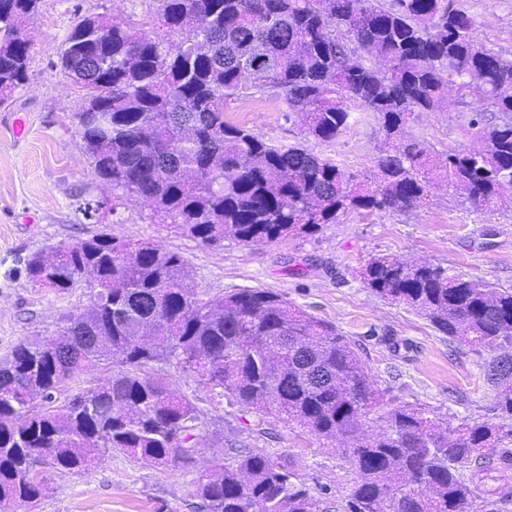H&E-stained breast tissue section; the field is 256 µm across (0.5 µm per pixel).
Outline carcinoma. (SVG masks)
<instances>
[{"label": "carcinoma", "instance_id": "1", "mask_svg": "<svg viewBox=\"0 0 512 512\" xmlns=\"http://www.w3.org/2000/svg\"><path fill=\"white\" fill-rule=\"evenodd\" d=\"M38 2L0 0L3 100L27 81L25 28ZM157 2L163 33L85 16L63 39L59 65L99 108L74 113L96 175L200 242H275L312 235L345 208L407 210L432 180L415 140L381 151L371 190L302 144L275 147L225 122L224 101L249 86L284 96L305 137L321 141L336 139L358 109L376 115L390 141L413 113L442 111L448 84L466 86L479 103L473 124L488 109L504 119L482 128L483 149L450 152L436 169L478 206L512 189V59L475 40V20L456 0ZM86 267L95 274L90 307L0 365V501L36 506L38 454L67 471L112 449L163 469L191 463L197 410L155 371L163 363L335 447L357 475L347 512H494L496 501H477L474 481L503 422L450 430L404 405L380 415L382 433L369 432L384 394L334 326L266 288L199 298L181 257L150 241L100 234L54 247L27 271L40 288H65ZM361 276L453 340L489 352L512 345V291L390 255L371 257ZM108 360L120 370L104 385L58 400L66 380ZM486 368L499 416L512 421V372L496 356ZM215 468L198 482L206 512H320L276 459L237 453Z\"/></svg>", "mask_w": 512, "mask_h": 512}]
</instances>
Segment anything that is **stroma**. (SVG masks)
<instances>
[{"mask_svg":"<svg viewBox=\"0 0 512 512\" xmlns=\"http://www.w3.org/2000/svg\"><path fill=\"white\" fill-rule=\"evenodd\" d=\"M473 16L478 43L512 57V0H458ZM156 0H40L28 28L33 41L28 80L0 103V364L14 348L54 336L64 315L84 311L91 290L84 279L69 287L40 288L25 265L60 244L107 233L152 240L178 253L198 297L241 288H268L351 342L385 409L417 404L442 424L496 419L495 391L486 377L488 352L448 338L411 308L367 288L359 271L370 257L388 254L408 263L450 266L466 277L512 290V190L497 204H471L433 181L421 206L406 212H339L335 223L308 236L246 245L227 238L207 245L161 222L138 201L118 197L99 179L81 145L74 112L86 90L58 66L65 34L78 18L103 16L159 29ZM474 98L449 92L446 109L416 112L404 127L433 158L480 148L471 124ZM28 132L15 137L12 124ZM228 123L260 132L277 147L305 144L320 158L376 186L377 161L386 134L372 113H360L331 141L305 139L283 99L243 94L224 103ZM100 205L87 218L85 204ZM170 381L197 408L198 451L193 463L173 471L130 461L112 450L88 469L68 472L37 461L44 485L36 508L14 504L10 512H204L196 495L215 456L231 448L287 460L296 484L322 512H345L356 473L346 459L314 436L272 414L241 408L222 389L204 386L196 373L175 371Z\"/></svg>","mask_w":512,"mask_h":512,"instance_id":"obj_1","label":"stroma"}]
</instances>
